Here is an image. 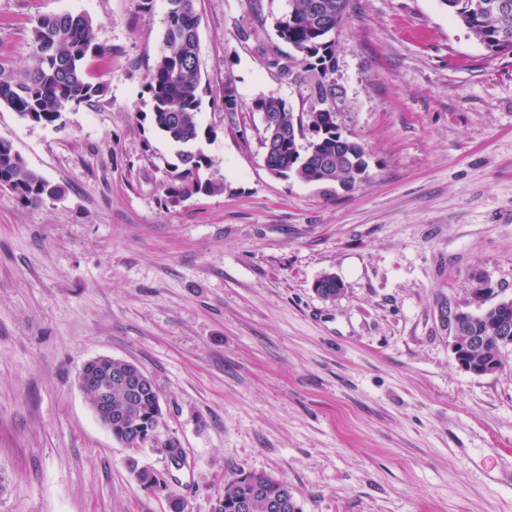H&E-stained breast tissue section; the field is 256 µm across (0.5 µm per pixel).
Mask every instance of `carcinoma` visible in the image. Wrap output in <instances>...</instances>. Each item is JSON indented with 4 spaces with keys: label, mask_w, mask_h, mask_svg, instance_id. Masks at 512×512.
Returning a JSON list of instances; mask_svg holds the SVG:
<instances>
[{
    "label": "carcinoma",
    "mask_w": 512,
    "mask_h": 512,
    "mask_svg": "<svg viewBox=\"0 0 512 512\" xmlns=\"http://www.w3.org/2000/svg\"><path fill=\"white\" fill-rule=\"evenodd\" d=\"M168 10L163 47L146 77L145 89L152 99V126L178 147V163L163 183L165 203L175 206L193 195L224 193V178L212 159L195 143L208 131L199 121L201 99L197 90L201 71L197 53L198 17L194 0H178ZM349 0H289L290 8L276 24L278 37L302 53L310 72L314 107L306 118L317 129L304 142V116L293 112L280 98L263 97L253 102L255 112H268L280 130V150L265 161L275 174H295L308 183L334 180L354 185L367 169L364 147L352 140L338 148L336 112L324 107L327 95L336 92L331 75L336 72L332 33L344 15L340 4ZM461 24L493 55L512 54V0H440ZM33 65L21 80L0 78V105L21 118L46 126H59L64 113L102 95L103 86L92 83L85 66L98 53L91 20L82 14L62 13L39 19L31 30ZM0 186L12 190L21 201L39 205L64 194L59 185L28 167L13 144L0 139ZM458 319L470 334L495 336L494 355L512 346V299L483 302L475 310H458ZM507 324L511 331L499 332ZM127 364L111 357H98L85 364L84 376L98 386H112V408L123 415L112 425V437L128 448L140 447L149 425L158 426L161 407L157 390H146L136 403L126 401L123 388L109 384V372ZM247 501L250 512H302L293 487L283 478L267 473L240 472L224 484L214 512H238Z\"/></svg>",
    "instance_id": "1"
}]
</instances>
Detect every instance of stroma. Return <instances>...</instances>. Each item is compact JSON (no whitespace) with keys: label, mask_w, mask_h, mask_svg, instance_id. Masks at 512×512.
<instances>
[{"label":"stroma","mask_w":512,"mask_h":512,"mask_svg":"<svg viewBox=\"0 0 512 512\" xmlns=\"http://www.w3.org/2000/svg\"><path fill=\"white\" fill-rule=\"evenodd\" d=\"M198 148L218 196L165 204L176 148L144 85L167 0H0V77L31 29L91 18L104 92L61 126L0 106V139L65 195L0 187V512H213L234 473L288 480L303 512H512V347L462 371L439 321L489 281L512 298V55H489L440 0H349L336 123L368 154L352 188L272 175L252 103L313 106L273 58L288 0H195ZM233 88L238 108L223 107ZM343 284L333 300L323 275ZM137 364L159 392L155 438L113 439L83 365ZM174 441L182 466L155 449ZM161 475L167 492L136 472Z\"/></svg>","instance_id":"stroma-1"}]
</instances>
